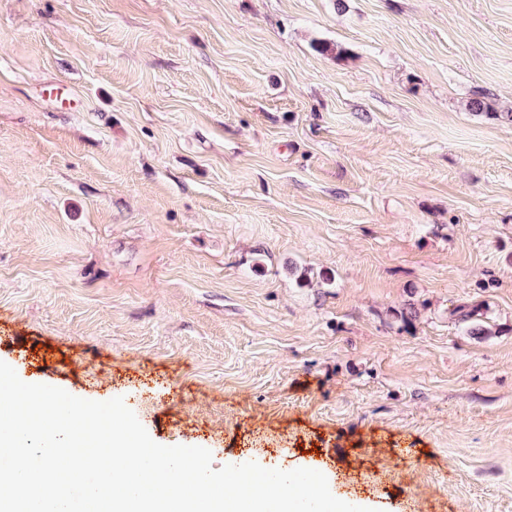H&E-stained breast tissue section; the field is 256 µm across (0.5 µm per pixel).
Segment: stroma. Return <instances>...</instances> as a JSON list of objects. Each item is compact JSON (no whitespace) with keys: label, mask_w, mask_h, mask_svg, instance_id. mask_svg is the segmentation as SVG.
Returning <instances> with one entry per match:
<instances>
[{"label":"stroma","mask_w":512,"mask_h":512,"mask_svg":"<svg viewBox=\"0 0 512 512\" xmlns=\"http://www.w3.org/2000/svg\"><path fill=\"white\" fill-rule=\"evenodd\" d=\"M511 112L512 0H0V361L216 470L512 512Z\"/></svg>","instance_id":"35a3bbf8"}]
</instances>
